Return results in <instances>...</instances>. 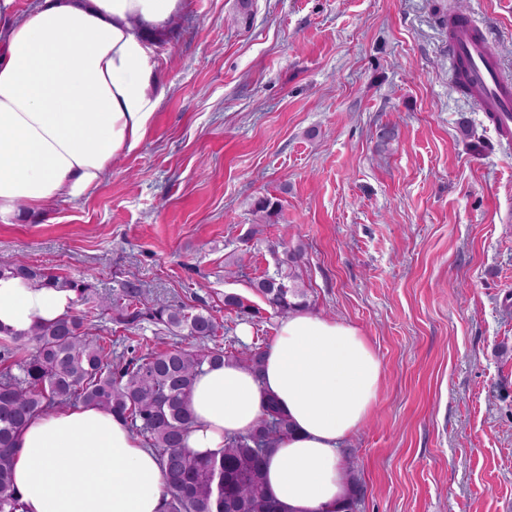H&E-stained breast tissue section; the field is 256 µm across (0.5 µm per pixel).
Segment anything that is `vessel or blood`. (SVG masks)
Instances as JSON below:
<instances>
[{"mask_svg": "<svg viewBox=\"0 0 512 512\" xmlns=\"http://www.w3.org/2000/svg\"><path fill=\"white\" fill-rule=\"evenodd\" d=\"M448 55L462 65L477 111L486 113L502 138L512 139V79L502 71L491 30L465 17L449 40Z\"/></svg>", "mask_w": 512, "mask_h": 512, "instance_id": "1", "label": "vessel or blood"}]
</instances>
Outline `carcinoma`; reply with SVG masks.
<instances>
[{
    "mask_svg": "<svg viewBox=\"0 0 512 512\" xmlns=\"http://www.w3.org/2000/svg\"><path fill=\"white\" fill-rule=\"evenodd\" d=\"M280 209V203L267 196L253 204L254 212L267 221ZM284 254L276 273L253 287L286 316L308 308L309 300L296 274L302 252L287 249ZM5 274L46 288H71L78 300L88 299L89 284L24 261L0 266V276ZM142 295L140 281L130 276L112 295L108 308L124 323L147 317L195 343L114 358L112 340L90 331L84 318L75 314L41 325L25 338L0 337V512H24L12 479L18 433L39 415L78 405L112 412L157 452L165 479L164 512H279L266 488L264 462L269 449L290 434L292 425L274 399L267 400L256 426L225 441L221 457L184 449L192 424L187 400L203 367L227 359L257 373L264 351L246 346L230 354L219 344L210 347L219 325L208 309L189 311L163 301L143 309Z\"/></svg>",
    "mask_w": 512,
    "mask_h": 512,
    "instance_id": "1",
    "label": "carcinoma"
}]
</instances>
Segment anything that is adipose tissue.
Wrapping results in <instances>:
<instances>
[{"instance_id":"ef3b65f1","label":"adipose tissue","mask_w":512,"mask_h":512,"mask_svg":"<svg viewBox=\"0 0 512 512\" xmlns=\"http://www.w3.org/2000/svg\"><path fill=\"white\" fill-rule=\"evenodd\" d=\"M184 0H40L0 31V222L42 213L99 185L137 149L165 89L152 44ZM75 294L0 277V334L27 336L71 314ZM383 366L358 328L306 310L288 315L260 372L228 361L198 375L185 445L221 454L253 428L267 398L293 431L268 454L269 494L283 512H348L342 452L378 404ZM13 482L26 512H163L159 457L108 410L33 418L15 440Z\"/></svg>"}]
</instances>
